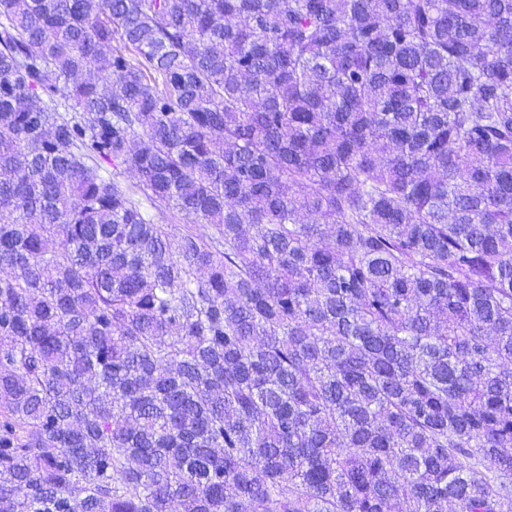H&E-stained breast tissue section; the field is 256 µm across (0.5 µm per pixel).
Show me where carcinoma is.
I'll return each mask as SVG.
<instances>
[{
	"label": "carcinoma",
	"mask_w": 512,
	"mask_h": 512,
	"mask_svg": "<svg viewBox=\"0 0 512 512\" xmlns=\"http://www.w3.org/2000/svg\"><path fill=\"white\" fill-rule=\"evenodd\" d=\"M4 268L0 512H512V0H0ZM142 199L143 205L147 208L148 213L153 219L155 224H163L165 229L177 228V230L194 229L198 227V224L194 222L193 216H188L183 213L172 212L164 207L154 208L148 202L145 201V197L140 194L137 195Z\"/></svg>",
	"instance_id": "carcinoma-1"
}]
</instances>
